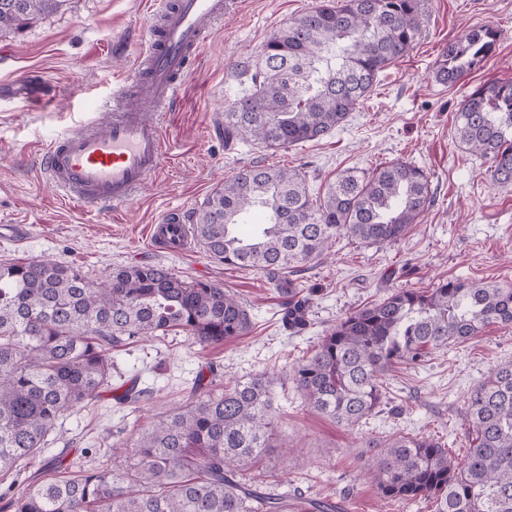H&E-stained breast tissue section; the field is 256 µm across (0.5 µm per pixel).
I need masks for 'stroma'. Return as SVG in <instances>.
I'll return each mask as SVG.
<instances>
[{
    "label": "stroma",
    "instance_id": "1",
    "mask_svg": "<svg viewBox=\"0 0 512 512\" xmlns=\"http://www.w3.org/2000/svg\"><path fill=\"white\" fill-rule=\"evenodd\" d=\"M318 2L231 0L191 63L179 99L158 117L167 162L130 202L105 214L59 199L38 168V155L50 139L107 117L113 86L134 72V39L148 23L146 0H72L65 11L0 40V225L25 229L21 240H0V262L46 259L77 266L94 281L116 267L158 264L181 278L219 284L251 318L244 335L204 350L185 333L170 331L114 352L109 385L59 420L58 443L25 463L16 491L31 479L57 477L48 461L61 450L72 471L112 468V442L141 433L153 414L190 401L197 375L214 372L221 388L291 371L337 321L387 291L425 289L445 278L512 285V187L491 185L483 159L462 149L453 134L466 92L489 78L512 80V0H423L424 24L412 48L380 74L344 125L277 151L225 145L218 119L248 86L242 66L256 61L272 31ZM486 24L499 36L484 69L454 85L437 81L436 62L448 43ZM396 160L429 173L432 205L398 242L340 236L331 241L328 259L303 265L294 280L309 302V324L299 332L282 320L278 279L224 266L197 243L175 255L152 249L146 237L148 226L169 211L193 218L243 167L301 169L316 193L339 171H369ZM510 362L512 327L488 326L419 365L387 372L382 383L390 404L351 430L311 410L291 382L277 384V434L289 445L270 449L246 471L270 476L269 492L284 499L328 501L336 512H435L425 498H381L360 475L372 454L367 444L397 434L427 436L464 457V401L491 369ZM133 383L148 392L146 406L116 401Z\"/></svg>",
    "mask_w": 512,
    "mask_h": 512
}]
</instances>
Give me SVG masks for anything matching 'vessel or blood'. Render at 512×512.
<instances>
[{"mask_svg":"<svg viewBox=\"0 0 512 512\" xmlns=\"http://www.w3.org/2000/svg\"><path fill=\"white\" fill-rule=\"evenodd\" d=\"M228 6V0H153L137 72L115 87L119 101L111 116L57 136L42 149L40 168L61 197L105 212L127 203L162 167L166 146L153 115L175 103L190 60ZM149 238L153 247L179 253L187 248L190 230L172 212L150 225Z\"/></svg>","mask_w":512,"mask_h":512,"instance_id":"vessel-or-blood-1","label":"vessel or blood"}]
</instances>
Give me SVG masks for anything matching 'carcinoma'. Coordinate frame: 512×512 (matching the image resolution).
<instances>
[{
    "instance_id": "cac0c4a2",
    "label": "carcinoma",
    "mask_w": 512,
    "mask_h": 512,
    "mask_svg": "<svg viewBox=\"0 0 512 512\" xmlns=\"http://www.w3.org/2000/svg\"><path fill=\"white\" fill-rule=\"evenodd\" d=\"M422 0H324L273 31L248 92L224 113V143L270 149L319 139L340 127L378 75L412 47ZM69 0H0V38ZM495 30L481 26L448 43L436 77L460 82L482 67ZM455 136L488 162L486 174L512 186V80L469 91ZM431 204L420 167L394 161L369 173L345 171L323 196L297 169H239L195 213L194 233L226 266L272 276L317 260L345 235L389 244L420 222ZM288 326H307L306 301L288 282ZM243 303L219 285L181 279L156 264L117 267L101 282L73 266L32 258L0 263V476L19 472L48 448L65 415L97 397L112 377V352L159 331L179 329L201 348L243 335ZM512 326V287L445 279L426 290L400 288L341 319L285 379L308 406L353 428L388 403L382 376L418 365L435 349ZM278 376L224 390L199 375L192 399L160 415L135 438L112 444L129 462L29 486L14 512H287L264 478L241 467L281 443L273 388ZM471 441L459 460L424 436L397 435L363 467L378 494L402 502L432 498L438 512H512V364L495 367L465 401Z\"/></svg>"
}]
</instances>
